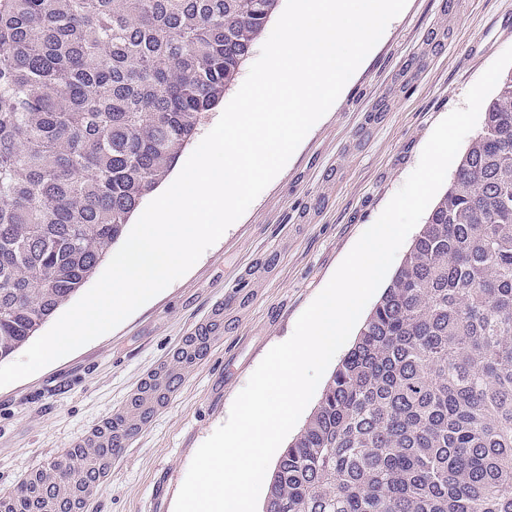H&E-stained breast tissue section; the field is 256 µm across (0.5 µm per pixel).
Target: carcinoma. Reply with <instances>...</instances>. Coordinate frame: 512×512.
<instances>
[{"label": "carcinoma", "mask_w": 512, "mask_h": 512, "mask_svg": "<svg viewBox=\"0 0 512 512\" xmlns=\"http://www.w3.org/2000/svg\"><path fill=\"white\" fill-rule=\"evenodd\" d=\"M277 3L0 0V358L95 272ZM211 333L187 337L158 400ZM263 512H512V72Z\"/></svg>", "instance_id": "obj_1"}]
</instances>
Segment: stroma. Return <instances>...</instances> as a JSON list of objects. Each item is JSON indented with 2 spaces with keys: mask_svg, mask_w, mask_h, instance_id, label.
<instances>
[{
  "mask_svg": "<svg viewBox=\"0 0 512 512\" xmlns=\"http://www.w3.org/2000/svg\"><path fill=\"white\" fill-rule=\"evenodd\" d=\"M512 47V0H408L338 105L223 238L107 334L0 387V493L121 410L183 337L222 321L207 357L125 443L88 512H174L198 447L289 338L409 174L435 125Z\"/></svg>",
  "mask_w": 512,
  "mask_h": 512,
  "instance_id": "1",
  "label": "stroma"
}]
</instances>
